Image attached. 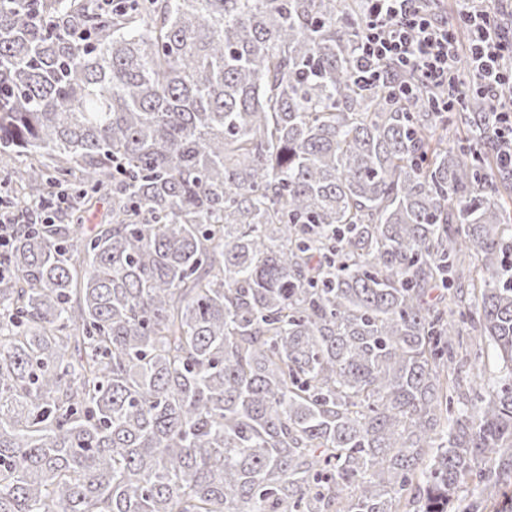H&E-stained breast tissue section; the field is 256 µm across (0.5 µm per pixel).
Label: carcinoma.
Returning <instances> with one entry per match:
<instances>
[{"label": "carcinoma", "mask_w": 512, "mask_h": 512, "mask_svg": "<svg viewBox=\"0 0 512 512\" xmlns=\"http://www.w3.org/2000/svg\"><path fill=\"white\" fill-rule=\"evenodd\" d=\"M362 9L0 0V172L63 199L0 274V512H512L498 123L356 82Z\"/></svg>", "instance_id": "cac0c4a2"}]
</instances>
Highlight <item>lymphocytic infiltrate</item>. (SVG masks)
<instances>
[{
  "label": "lymphocytic infiltrate",
  "mask_w": 512,
  "mask_h": 512,
  "mask_svg": "<svg viewBox=\"0 0 512 512\" xmlns=\"http://www.w3.org/2000/svg\"><path fill=\"white\" fill-rule=\"evenodd\" d=\"M367 8L357 43V54L366 73L377 76L380 64L388 63L413 72L422 84L444 86L451 80L457 54L454 29L437 19L428 0H366ZM492 0L466 4L463 18L473 39L469 48L473 89L490 99L500 97L502 87L512 88V71L500 61L512 56V39L493 27Z\"/></svg>",
  "instance_id": "1"
}]
</instances>
